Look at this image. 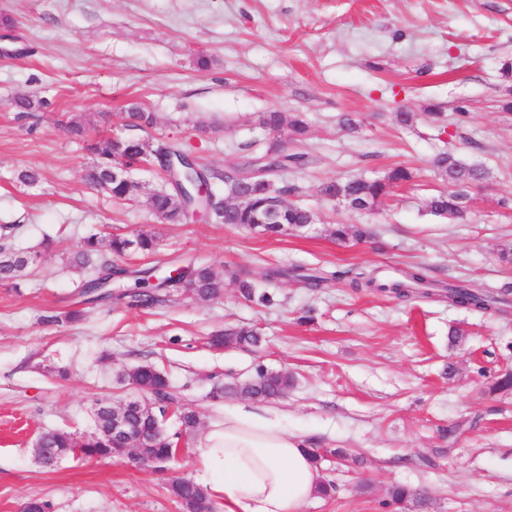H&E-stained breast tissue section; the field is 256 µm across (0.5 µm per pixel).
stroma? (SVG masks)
I'll list each match as a JSON object with an SVG mask.
<instances>
[{
	"label": "stroma",
	"instance_id": "35a3bbf8",
	"mask_svg": "<svg viewBox=\"0 0 512 512\" xmlns=\"http://www.w3.org/2000/svg\"><path fill=\"white\" fill-rule=\"evenodd\" d=\"M210 59L199 68V56ZM512 58V0H0V238L39 260L17 284H0V512L28 500L52 512H184L168 491L198 480L199 445L164 467L125 456L34 459L42 431L92 430L96 400L126 398L124 369L155 365L203 427L251 398L221 394L257 369L285 371L293 384L260 409L291 432L329 449L322 482L303 512H512V390L491 392L512 371V309L476 313L438 299L402 302L355 289L354 267L396 276L421 266L438 283L497 291L512 286V114L498 99V71ZM45 100L21 114L20 98ZM154 113V126H125L128 104ZM444 114L443 129L424 119ZM301 114L309 126L304 170L283 174L296 202L317 215L314 230L265 235L228 224L158 221L145 204L159 172L134 174L130 199L113 201L83 181L91 161L68 128L89 138L161 139L200 163L229 171L275 141L264 112ZM415 115L412 126L396 121ZM352 115L354 132L339 125ZM443 151L491 172L470 191L462 223L431 215L444 183ZM414 174L369 215L325 197V185ZM38 171L37 185L17 179ZM365 225L375 237L336 241V224ZM154 232L158 250L128 267L201 259L224 277V296L185 295L152 309L89 304L67 263L84 236ZM342 271L310 290L283 278L270 303L245 300L237 279L260 280L271 265ZM79 311L78 321L65 315ZM229 325L261 334L258 346L215 349ZM464 335L451 343V328ZM403 484L424 504L388 506Z\"/></svg>",
	"mask_w": 512,
	"mask_h": 512
}]
</instances>
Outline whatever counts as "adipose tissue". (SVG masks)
Segmentation results:
<instances>
[{"label":"adipose tissue","mask_w":512,"mask_h":512,"mask_svg":"<svg viewBox=\"0 0 512 512\" xmlns=\"http://www.w3.org/2000/svg\"><path fill=\"white\" fill-rule=\"evenodd\" d=\"M308 448L260 413L225 410L200 446L202 486L224 512H302L320 485Z\"/></svg>","instance_id":"ef3b65f1"}]
</instances>
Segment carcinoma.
I'll return each mask as SVG.
<instances>
[{
    "label": "carcinoma",
    "mask_w": 512,
    "mask_h": 512,
    "mask_svg": "<svg viewBox=\"0 0 512 512\" xmlns=\"http://www.w3.org/2000/svg\"><path fill=\"white\" fill-rule=\"evenodd\" d=\"M260 124L273 132L286 130L287 136L302 141L308 134L307 123L295 115L287 120L280 112L263 113ZM89 150L96 156L95 161L84 169L85 183L109 194L112 199L124 201L132 193L134 182L112 178L113 155L124 159L127 167L148 164L165 168L168 158L177 152L166 142H153L132 136H117L101 142L93 143ZM264 156L270 158L274 170L266 179L253 181L246 185L247 203L240 206L236 203L224 202V195L216 183L220 182L233 188L236 180L230 173L208 171L206 169H185L184 190L152 191L146 194V206L162 222L180 223L185 218V212L195 209H206L211 214L212 221L220 224H230L249 230L264 233H280L282 231H300L316 224L315 213L298 203H287L278 210L277 220L271 224H260L258 220L271 211L272 203L278 196L293 193L296 188L278 186L277 177L290 169H298L309 163V156L303 152H288V148L279 142L270 144L264 151ZM434 166L439 177L448 184V188L438 191L428 200V210L431 214L450 221H463L469 212V191L471 188L485 182L490 172L479 165H470L452 154H439ZM411 172L397 166L382 176H356L336 180L324 188V193L342 203L344 207L359 214H367L376 210L392 189L409 182ZM367 231L360 230L349 224H338L333 230V236L338 241L351 238H362ZM158 246L154 235L139 231L131 236L112 235L109 237L91 234L85 237L79 248L73 253L70 267L82 274L88 270L93 276L83 280L82 292L94 294L97 298L128 299L131 307H151L169 300L175 293L188 295L198 301L210 302L224 295V278L211 265L203 261H190L186 264L183 277L168 283V278L158 275V269L148 267L130 271L135 276V287L132 290L117 294L112 292V261L110 257L124 258L132 254L149 255L156 252ZM37 256L15 249L11 246L0 245V282H14L24 276L26 269L36 262ZM351 279V286L371 288L385 292L390 296L407 301L414 297H431L438 295L448 300V304L471 311L485 312L506 302V299L484 288H471L464 284H448L439 287L431 283L422 269L410 266L401 271L399 277L382 279L375 270L351 268L341 273L334 271L329 274L319 269L294 266L292 268L270 267L264 275L267 282H273L281 277L291 276L306 288H322L332 279L342 275ZM238 288L242 296L252 301H270L267 293H257L258 285L252 281L239 282ZM260 341L259 333L250 328H226L211 338L212 346L216 348L256 345ZM121 380L137 386L149 398L161 403L166 408L174 403L179 404V398L167 376L150 364H143L123 371ZM292 385V377L286 372L266 371L258 369L251 380L230 387V391L238 394L247 392L251 397L266 398L288 391ZM181 431L194 436L201 427L197 414L184 407L178 408ZM92 439L82 449L81 458H95L112 452V440L105 432V419L95 421ZM44 448L51 454L64 457L70 454V448L75 445V438L66 431L46 430L40 436ZM173 441H157L154 447L147 449L142 462L148 466L168 458L173 452ZM171 495L180 501L186 512H214L211 496L200 486L189 479L178 478L170 484ZM393 503L401 506L408 501L422 504L423 495L417 490L396 486L391 492Z\"/></svg>",
    "instance_id": "obj_1"
}]
</instances>
